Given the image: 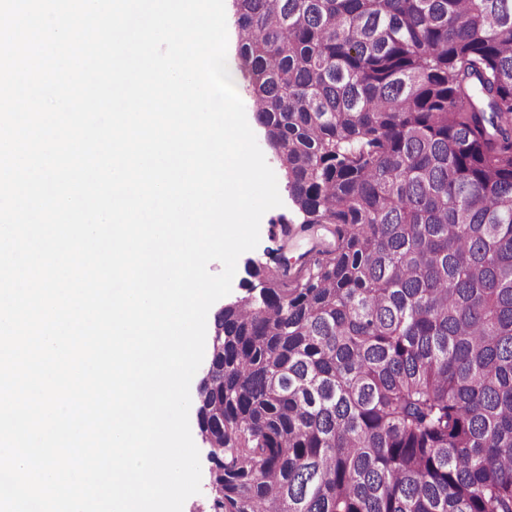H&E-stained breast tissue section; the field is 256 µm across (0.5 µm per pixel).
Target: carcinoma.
<instances>
[{"mask_svg": "<svg viewBox=\"0 0 512 512\" xmlns=\"http://www.w3.org/2000/svg\"><path fill=\"white\" fill-rule=\"evenodd\" d=\"M287 180L224 306L212 512H512V0H233ZM257 142L265 156V159L271 169L274 171L277 182L280 196L283 201V205L280 207L273 208L267 211L261 219L260 223V242L258 246L251 251H247L243 253L237 261L236 274L234 276L232 282V290L230 294L219 299L215 302L209 310V318L214 320L215 314L224 307L225 304L236 301L247 295L245 280H253L247 274V265L250 261H263L270 262V259L267 255L268 249L277 248V244L270 237V220L271 218L277 216L281 213H287L289 216H292V207L291 202L288 198V188L286 186V180L283 176V173L280 169L279 163L273 154V152L268 148L265 142V133L264 131H259L256 135Z\"/></svg>", "mask_w": 512, "mask_h": 512, "instance_id": "1", "label": "carcinoma"}]
</instances>
